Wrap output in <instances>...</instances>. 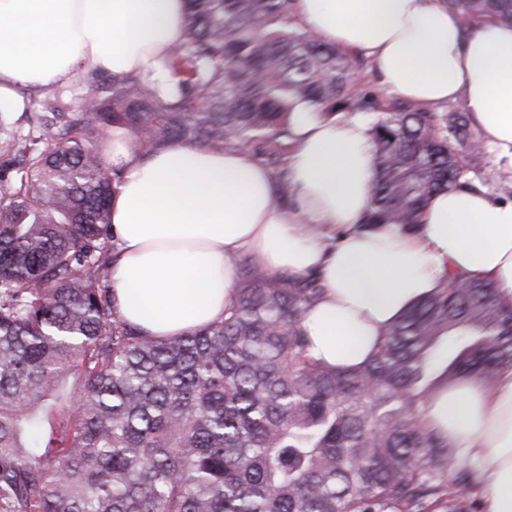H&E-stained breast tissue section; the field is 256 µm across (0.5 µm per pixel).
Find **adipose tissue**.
<instances>
[{"instance_id":"adipose-tissue-1","label":"adipose tissue","mask_w":512,"mask_h":512,"mask_svg":"<svg viewBox=\"0 0 512 512\" xmlns=\"http://www.w3.org/2000/svg\"><path fill=\"white\" fill-rule=\"evenodd\" d=\"M293 11L320 39L370 60L400 98L430 110L464 101L512 168L511 26L463 33L443 0H294ZM184 32V0H0V110L22 111L20 88H53L82 65L170 80L165 55ZM291 122L285 207L272 171L241 149L174 141L141 156L115 132L107 162L123 180L110 203L119 258L109 285L123 320L151 336L220 320L247 257L271 272L314 271L324 291L303 328L311 355L341 370L366 364L448 271L491 281L512 304V199L453 189L428 200L419 233L362 230L374 176L365 122L326 120L304 102ZM426 421L478 468L484 512H512V370L437 391Z\"/></svg>"}]
</instances>
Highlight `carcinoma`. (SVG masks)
Listing matches in <instances>:
<instances>
[{"instance_id": "obj_1", "label": "carcinoma", "mask_w": 512, "mask_h": 512, "mask_svg": "<svg viewBox=\"0 0 512 512\" xmlns=\"http://www.w3.org/2000/svg\"><path fill=\"white\" fill-rule=\"evenodd\" d=\"M448 7L467 33L512 25V0ZM185 11L172 86L109 76L76 112L31 114L27 138L0 150V512H481L476 467L425 407L462 375L512 369V308L490 283L443 279L353 370L309 352L315 273L246 258L223 319L181 336L119 315L109 227L122 174L93 145L114 128L142 155L172 141L242 149L285 206L295 103L358 115L376 166L367 230L413 234L432 194L512 183L462 103L429 111L379 89L292 0Z\"/></svg>"}]
</instances>
